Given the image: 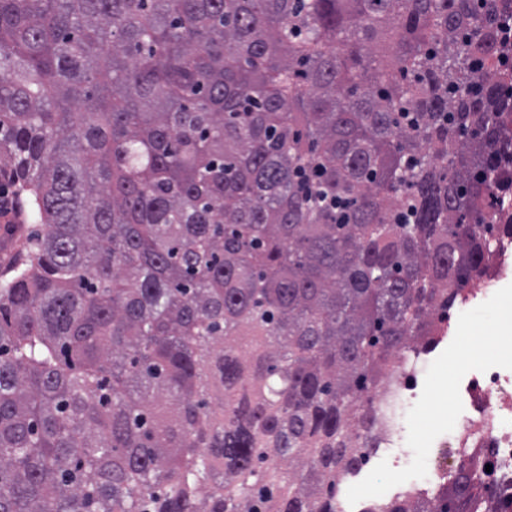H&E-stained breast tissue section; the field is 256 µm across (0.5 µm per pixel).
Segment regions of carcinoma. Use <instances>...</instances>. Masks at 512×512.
<instances>
[{"instance_id": "obj_1", "label": "carcinoma", "mask_w": 512, "mask_h": 512, "mask_svg": "<svg viewBox=\"0 0 512 512\" xmlns=\"http://www.w3.org/2000/svg\"><path fill=\"white\" fill-rule=\"evenodd\" d=\"M512 0H0V512H336L512 213ZM381 512H499L462 464ZM23 222L25 223H17L18 229L17 232L14 235L8 236L5 234L4 227L6 224H9L10 222H6L8 219H2L0 218V262L5 256V254H8L14 244L15 239L19 235L25 236L32 228H34L37 225V221L31 219L29 213L27 212V219L25 216H22ZM2 222V223H1ZM6 222V224L4 223Z\"/></svg>"}]
</instances>
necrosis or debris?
<instances>
[{"label": "necrosis or debris", "instance_id": "4bbe7bcc", "mask_svg": "<svg viewBox=\"0 0 512 512\" xmlns=\"http://www.w3.org/2000/svg\"><path fill=\"white\" fill-rule=\"evenodd\" d=\"M452 389L457 395L456 426L412 441L405 437L399 409L406 399L416 397V389L406 384L394 394L374 395L385 418L380 434L383 450L371 473L358 471L349 476L337 500V512H372L374 500L354 492L369 478L384 483L388 499L409 488L430 490L447 477L448 461L454 457L462 463L490 466L486 484L502 502L512 501V365L465 358Z\"/></svg>", "mask_w": 512, "mask_h": 512}]
</instances>
